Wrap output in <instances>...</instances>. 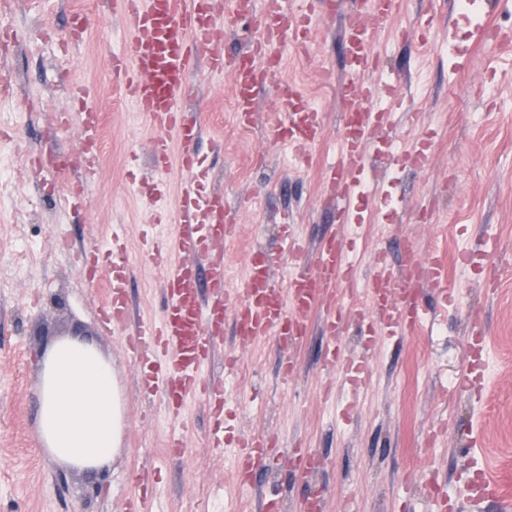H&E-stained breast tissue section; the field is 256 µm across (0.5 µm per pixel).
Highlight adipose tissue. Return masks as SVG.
Instances as JSON below:
<instances>
[{
    "label": "adipose tissue",
    "instance_id": "obj_1",
    "mask_svg": "<svg viewBox=\"0 0 512 512\" xmlns=\"http://www.w3.org/2000/svg\"><path fill=\"white\" fill-rule=\"evenodd\" d=\"M41 447L63 463L96 469L117 454L126 419L112 363L93 344L63 338L39 371Z\"/></svg>",
    "mask_w": 512,
    "mask_h": 512
}]
</instances>
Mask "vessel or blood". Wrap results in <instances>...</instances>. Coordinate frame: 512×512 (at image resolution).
<instances>
[{
  "mask_svg": "<svg viewBox=\"0 0 512 512\" xmlns=\"http://www.w3.org/2000/svg\"><path fill=\"white\" fill-rule=\"evenodd\" d=\"M234 12L255 18L249 53V67L234 66L233 95L238 120L256 119L257 90L273 78L280 67V47L305 34L306 14H288L283 0H232ZM112 10L123 22L119 53L109 61L113 78L152 126L150 145L151 209H159L165 197V178L171 166L184 177L180 184V205L173 215L174 235L151 229L144 237L143 256L164 270L163 299L158 316L130 322L125 298L126 265L119 256L123 233L113 230L110 246L89 242L85 253L113 256L109 275L111 300L107 315L114 327L125 333L124 344L137 364L146 366L147 389L162 394L170 423L166 446L169 455H179L184 446L179 426L189 404L199 394L209 396L210 411H225L224 385L211 378L208 368L215 344L232 321L240 342L248 344L267 336L285 345L301 344L309 333V318L319 315L325 336L322 365L335 371L342 361L337 338L343 333L347 314L336 303V289L353 280L349 259L353 217L351 200L368 185L367 161L378 144H385L390 163L424 168L427 150L397 147L391 137L395 110L399 104L396 87L359 84L347 105L351 122L345 123L338 144L339 160L327 166L324 182L336 203V220L341 232L309 250L297 225L286 227V246L294 264L285 288L275 287L265 263L249 259L241 289L227 287L224 244L236 235L235 225L224 221V197L204 191L198 145L202 131L197 117L182 108L185 98L195 96L188 74L205 63L215 75L223 74L228 59L224 54V24L219 0H113ZM373 31L353 22L346 34V50L352 75L373 67L370 42ZM68 93L82 102L80 150L83 171L73 185L72 203L83 202L98 169L96 133L100 115L91 105L97 90L72 86ZM268 132L271 139L287 145L300 160H307L310 148L324 133L323 115L301 94L292 95L286 109L273 113ZM373 293L379 302L368 322L377 324L382 335L403 336L422 321L419 311L404 307L411 289L424 288L444 279L445 270L432 259L411 257L405 275L395 278L385 252L373 260ZM237 468L248 477L259 460L271 455L266 438L243 439L238 444ZM301 476L316 468L315 458L296 449L284 461Z\"/></svg>",
  "mask_w": 512,
  "mask_h": 512,
  "instance_id": "b4317fda",
  "label": "vessel or blood"
}]
</instances>
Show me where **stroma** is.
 <instances>
[{
  "instance_id": "1",
  "label": "stroma",
  "mask_w": 512,
  "mask_h": 512,
  "mask_svg": "<svg viewBox=\"0 0 512 512\" xmlns=\"http://www.w3.org/2000/svg\"><path fill=\"white\" fill-rule=\"evenodd\" d=\"M334 2L311 30L309 52L289 50L264 84L252 125L236 120L231 73L194 74L210 104L199 151L239 226L224 258L241 270L251 251L263 252L278 287L288 273L281 215L295 217L312 248L338 231L320 173L337 160L343 97L354 91L341 36L358 5ZM505 9L504 0H470L463 10L458 0H399L378 25L374 78L400 86L405 111L392 134L404 146L428 130L434 138L422 170L394 172L371 161L381 198L353 201L361 221L357 277L371 276L382 249L397 274L410 253L434 256L448 269L455 300L433 302L404 336H371L350 321L340 346L368 373L359 389L345 372L323 374L319 318L292 352L271 337L244 347L225 330L211 371L236 408L235 432L308 449L321 461L305 479L281 464L263 466L243 488L233 446L210 444L204 403L188 409L183 457H166L165 434L149 418L162 398L139 393L137 368L102 317L109 293L87 286L76 259L84 244L122 225L130 315L158 314L162 271L141 254L151 210L129 187L131 175L151 173L152 131L108 67L121 24L112 0H0V30L13 36L0 57V157L12 166L0 191V512H128L138 477L156 473L153 512H262L268 496L279 498L282 512H300L319 486L329 493L327 512H430L426 480L448 497H465L480 468L512 504V18ZM78 13L85 30L71 43ZM72 82L98 87L93 103L103 117L100 167L86 205L75 208L68 190L82 156L79 109L65 90ZM287 85L326 115L325 138L306 167L289 162L261 120L285 108ZM60 113L71 122L59 124ZM36 146L65 153L71 165L33 170ZM65 337L97 345L122 390V445L97 470L62 464L36 438L40 361ZM289 358L297 372L286 382Z\"/></svg>"
}]
</instances>
